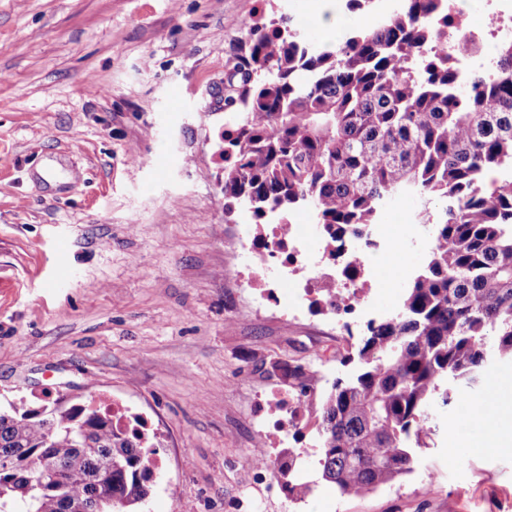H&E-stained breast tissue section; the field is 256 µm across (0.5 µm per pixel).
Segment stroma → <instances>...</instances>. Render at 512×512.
I'll list each match as a JSON object with an SVG mask.
<instances>
[{
	"label": "stroma",
	"mask_w": 512,
	"mask_h": 512,
	"mask_svg": "<svg viewBox=\"0 0 512 512\" xmlns=\"http://www.w3.org/2000/svg\"><path fill=\"white\" fill-rule=\"evenodd\" d=\"M312 0H0V396L65 393L143 416L160 448L139 512H512V450L448 447L477 389L435 404L412 473L362 497L319 479L290 500L256 483L257 398L304 364L317 397L355 341L307 307L268 311L226 272L224 74L256 13L335 45L371 13ZM443 204L394 200L400 245L374 262V318L427 260Z\"/></svg>",
	"instance_id": "stroma-1"
}]
</instances>
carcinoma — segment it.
<instances>
[{
  "instance_id": "1",
  "label": "carcinoma",
  "mask_w": 512,
  "mask_h": 512,
  "mask_svg": "<svg viewBox=\"0 0 512 512\" xmlns=\"http://www.w3.org/2000/svg\"><path fill=\"white\" fill-rule=\"evenodd\" d=\"M448 0H396L392 12L337 46L305 40L291 21L252 30L224 80L233 132L224 149V208L256 223L304 208L327 243L366 235L395 198L444 203L422 271L393 314L367 323L352 366L314 415L321 479L361 496L411 473L426 412L448 382H485L512 359V41L492 74L460 75L448 53ZM291 384L311 377L288 364ZM303 448L259 459L300 499ZM152 437L112 426L85 406L0 409V459L30 458L68 480L52 486L0 466V512H63L66 498H99L129 512L157 466Z\"/></svg>"
}]
</instances>
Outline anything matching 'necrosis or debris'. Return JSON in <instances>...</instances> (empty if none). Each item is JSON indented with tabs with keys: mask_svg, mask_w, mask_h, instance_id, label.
<instances>
[{
	"mask_svg": "<svg viewBox=\"0 0 512 512\" xmlns=\"http://www.w3.org/2000/svg\"><path fill=\"white\" fill-rule=\"evenodd\" d=\"M489 24L455 38L453 53L460 71L491 70L496 64L498 42L512 40V0H485ZM369 244L345 239L339 244L323 242L314 224H235L224 230L225 255L237 277L255 288L266 300L277 301L290 290L310 307L322 308L321 291L336 289L332 316L345 314L365 319L364 295L371 285L370 260L390 251L395 240L385 225L370 228ZM302 395L289 389L273 391L259 404V436L273 447H287L303 433L307 417Z\"/></svg>",
	"mask_w": 512,
	"mask_h": 512,
	"instance_id": "obj_1",
	"label": "necrosis or debris"
}]
</instances>
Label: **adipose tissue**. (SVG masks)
I'll list each match as a JSON object with an SVG mask.
<instances>
[{
	"instance_id": "ef3b65f1",
	"label": "adipose tissue",
	"mask_w": 512,
	"mask_h": 512,
	"mask_svg": "<svg viewBox=\"0 0 512 512\" xmlns=\"http://www.w3.org/2000/svg\"><path fill=\"white\" fill-rule=\"evenodd\" d=\"M448 445L477 453L512 447V374L496 375L483 396L466 402L448 430Z\"/></svg>"
}]
</instances>
